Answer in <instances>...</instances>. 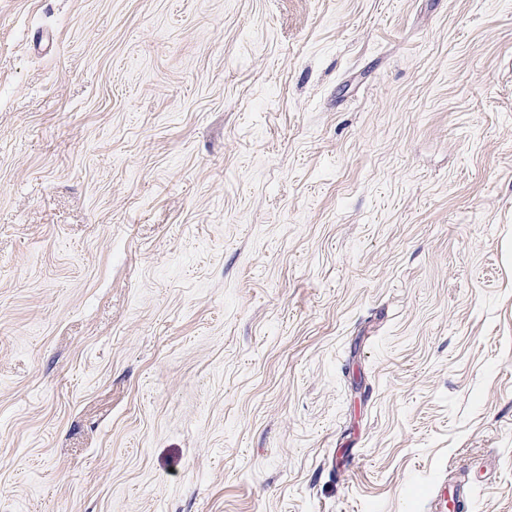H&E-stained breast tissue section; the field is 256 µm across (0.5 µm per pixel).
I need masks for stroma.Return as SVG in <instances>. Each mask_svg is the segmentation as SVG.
Returning a JSON list of instances; mask_svg holds the SVG:
<instances>
[{
  "mask_svg": "<svg viewBox=\"0 0 512 512\" xmlns=\"http://www.w3.org/2000/svg\"><path fill=\"white\" fill-rule=\"evenodd\" d=\"M512 512V0H0V512ZM463 508L460 486L448 482V479L442 481L431 500V512H459Z\"/></svg>",
  "mask_w": 512,
  "mask_h": 512,
  "instance_id": "35a3bbf8",
  "label": "stroma"
}]
</instances>
